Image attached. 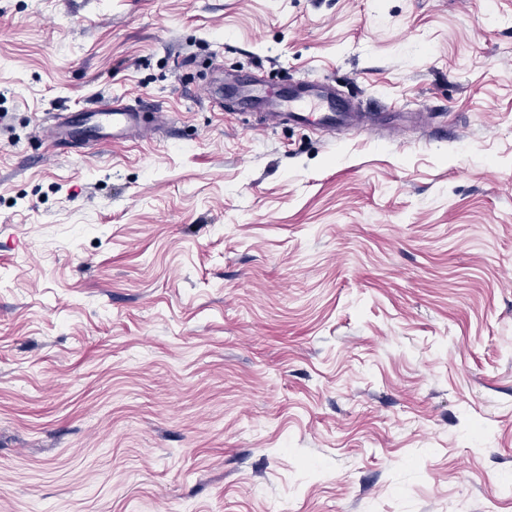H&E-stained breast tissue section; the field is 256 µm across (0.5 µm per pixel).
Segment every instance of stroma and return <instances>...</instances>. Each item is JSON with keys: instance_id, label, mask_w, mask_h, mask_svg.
<instances>
[{"instance_id": "obj_1", "label": "stroma", "mask_w": 512, "mask_h": 512, "mask_svg": "<svg viewBox=\"0 0 512 512\" xmlns=\"http://www.w3.org/2000/svg\"><path fill=\"white\" fill-rule=\"evenodd\" d=\"M0 512H512V0H0ZM310 91L295 88L288 95L268 99L271 102V109L266 112L269 121L273 124L287 120L296 125L351 126L362 131L371 125L373 117L363 112H349L343 100ZM76 112L53 114L41 129L43 137L54 141L101 140L121 143L143 136L149 129L142 123L140 110L133 107H112L109 110L82 108Z\"/></svg>"}]
</instances>
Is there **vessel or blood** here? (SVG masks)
Returning a JSON list of instances; mask_svg holds the SVG:
<instances>
[{"mask_svg":"<svg viewBox=\"0 0 512 512\" xmlns=\"http://www.w3.org/2000/svg\"><path fill=\"white\" fill-rule=\"evenodd\" d=\"M311 86V81H304L302 88L272 100L267 114L269 121L323 127L351 126L362 131L371 125V116L349 111L343 100L312 93ZM145 132L139 109L128 106L109 110L87 109L78 116L56 113L41 129L43 137L54 141L88 139L109 144L132 140Z\"/></svg>","mask_w":512,"mask_h":512,"instance_id":"1","label":"vessel or blood"}]
</instances>
